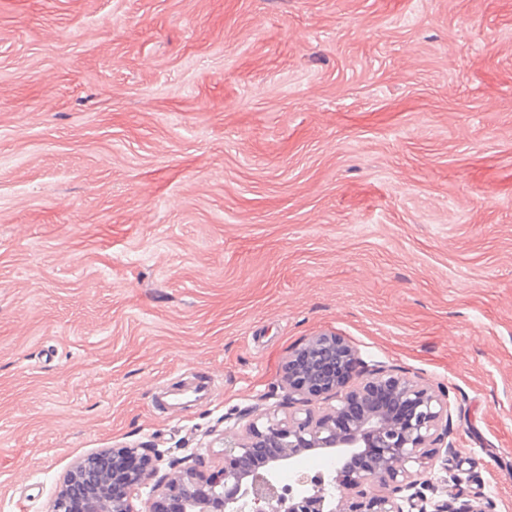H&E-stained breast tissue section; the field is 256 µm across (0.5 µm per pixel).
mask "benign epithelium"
Segmentation results:
<instances>
[{
  "instance_id": "7a95c632",
  "label": "benign epithelium",
  "mask_w": 512,
  "mask_h": 512,
  "mask_svg": "<svg viewBox=\"0 0 512 512\" xmlns=\"http://www.w3.org/2000/svg\"><path fill=\"white\" fill-rule=\"evenodd\" d=\"M358 383L349 386L350 377ZM285 405L281 420L249 424L241 437L224 430V466L205 474L197 457L173 458L160 473L146 448L112 449V469L90 455L68 473L52 512H65L69 493L79 494L83 512H281L278 475L306 452L330 455L336 468L297 481L289 512H486L480 502L459 505L428 498L438 449L448 442L452 418L448 395L420 378L383 364H365L344 338L320 332L283 362ZM363 458L355 467L353 460ZM124 486L121 496L108 488ZM151 486L144 510L133 499Z\"/></svg>"
}]
</instances>
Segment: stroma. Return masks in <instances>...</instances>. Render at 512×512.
Returning a JSON list of instances; mask_svg holds the SVG:
<instances>
[{"label": "stroma", "mask_w": 512, "mask_h": 512, "mask_svg": "<svg viewBox=\"0 0 512 512\" xmlns=\"http://www.w3.org/2000/svg\"><path fill=\"white\" fill-rule=\"evenodd\" d=\"M324 331L445 388L439 496L512 512V0H0V512L221 468ZM215 388V381L208 377L190 388L169 390L166 392V397L168 398L169 406L179 407L185 403L209 401L215 392Z\"/></svg>", "instance_id": "stroma-1"}]
</instances>
